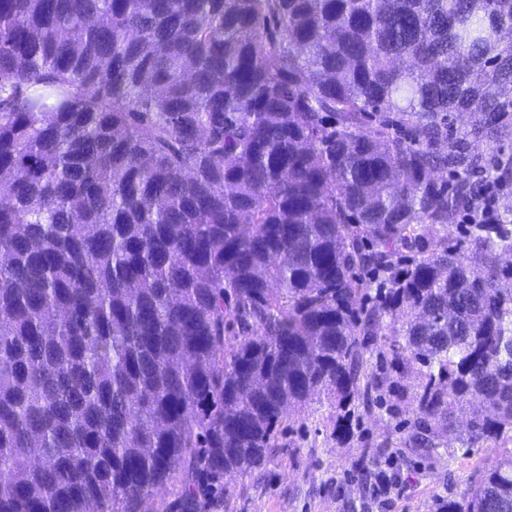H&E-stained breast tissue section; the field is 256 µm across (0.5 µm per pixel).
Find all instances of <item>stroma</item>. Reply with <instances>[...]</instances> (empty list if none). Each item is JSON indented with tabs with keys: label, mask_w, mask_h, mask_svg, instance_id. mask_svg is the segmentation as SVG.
Returning <instances> with one entry per match:
<instances>
[{
	"label": "stroma",
	"mask_w": 512,
	"mask_h": 512,
	"mask_svg": "<svg viewBox=\"0 0 512 512\" xmlns=\"http://www.w3.org/2000/svg\"><path fill=\"white\" fill-rule=\"evenodd\" d=\"M363 366L382 385L374 403L355 406L346 437H337L336 411L326 397L314 396L290 415L263 467L225 475L223 489L197 490L190 504L182 482L173 480L145 503V512H436L438 503L460 498L493 449L467 450L456 435L443 433L431 447H413L421 426L415 375L383 368L374 350ZM364 464L372 475L393 476L389 493L362 488L357 474Z\"/></svg>",
	"instance_id": "1"
}]
</instances>
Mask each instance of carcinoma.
Here are the masks:
<instances>
[{
  "label": "carcinoma",
  "mask_w": 512,
  "mask_h": 512,
  "mask_svg": "<svg viewBox=\"0 0 512 512\" xmlns=\"http://www.w3.org/2000/svg\"><path fill=\"white\" fill-rule=\"evenodd\" d=\"M503 29L512 0H0V512L192 495L322 392L344 435L383 326L414 444L474 398L462 444L512 441V207L447 235L512 174L471 149L512 140ZM440 512H512V448Z\"/></svg>",
  "instance_id": "1"
}]
</instances>
